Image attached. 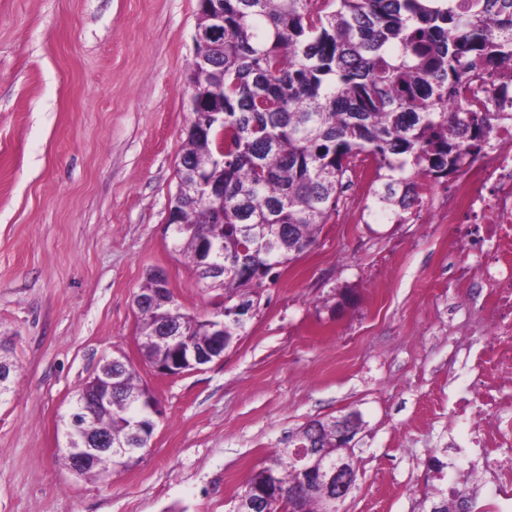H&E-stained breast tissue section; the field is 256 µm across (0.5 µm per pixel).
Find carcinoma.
<instances>
[{
    "label": "carcinoma",
    "mask_w": 512,
    "mask_h": 512,
    "mask_svg": "<svg viewBox=\"0 0 512 512\" xmlns=\"http://www.w3.org/2000/svg\"><path fill=\"white\" fill-rule=\"evenodd\" d=\"M191 90L200 106L186 136L178 178L192 172L224 177V199L203 193L178 198L173 239L198 267L202 241L224 262V279L197 277L208 288L254 305L248 281L307 252L336 212L357 163L374 162L370 209L404 219L417 180L459 169L461 156H486L490 129L504 113L491 96L512 86V0H224L217 27L198 3ZM482 80V106L457 98ZM141 294L155 301L139 311V346L151 364L178 359L180 348L214 341L213 320L224 318V348L245 320L180 312L152 278ZM112 380V405L83 421L85 433L112 435V453L85 473L98 479L136 461L150 445L153 395L133 368L104 363L76 401ZM142 423L134 436L133 423ZM336 418L314 419L251 474L242 512L253 497L267 512H336L319 474L301 482L293 452L314 433L324 462L336 447Z\"/></svg>",
    "instance_id": "carcinoma-1"
}]
</instances>
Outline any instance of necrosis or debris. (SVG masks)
I'll use <instances>...</instances> for the list:
<instances>
[{"label":"necrosis or debris","mask_w":512,"mask_h":512,"mask_svg":"<svg viewBox=\"0 0 512 512\" xmlns=\"http://www.w3.org/2000/svg\"><path fill=\"white\" fill-rule=\"evenodd\" d=\"M511 118L494 125L483 159L464 158L462 176L442 186L418 182L417 224H452L468 261L457 287L482 295L486 341L452 347L449 362L464 358L471 383L448 394L451 427L467 429L449 440L454 460L481 469L487 495L481 512H512V91L497 104Z\"/></svg>","instance_id":"1"}]
</instances>
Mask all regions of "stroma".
I'll list each match as a JSON object with an SVG mask.
<instances>
[{"label":"stroma","instance_id":"35a3bbf8","mask_svg":"<svg viewBox=\"0 0 512 512\" xmlns=\"http://www.w3.org/2000/svg\"><path fill=\"white\" fill-rule=\"evenodd\" d=\"M198 0H0V512H235L253 470L310 420L356 412L339 512H421L443 482L449 289L444 224H346L256 289L222 359L158 375L134 296L163 269L183 312L215 290L173 248L167 206L192 120ZM126 356L156 399L141 458L108 480L63 463L78 389Z\"/></svg>","mask_w":512,"mask_h":512}]
</instances>
